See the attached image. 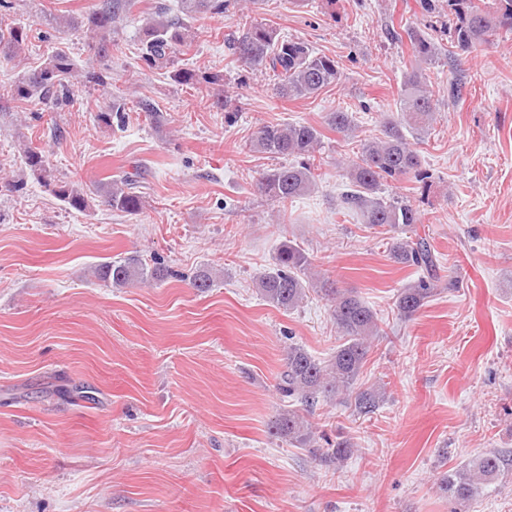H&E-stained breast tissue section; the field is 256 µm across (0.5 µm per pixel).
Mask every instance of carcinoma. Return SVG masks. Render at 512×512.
Returning <instances> with one entry per match:
<instances>
[{
    "mask_svg": "<svg viewBox=\"0 0 512 512\" xmlns=\"http://www.w3.org/2000/svg\"><path fill=\"white\" fill-rule=\"evenodd\" d=\"M181 2L179 15L170 14L168 7L161 3L145 18L140 32V60L147 67L173 63L177 51L191 42V26L184 18L223 14L235 7L238 0ZM138 3L139 0H103L87 16L88 27L95 34L98 56L112 54L119 26ZM500 30L512 32V0H448V27L444 28L452 48L448 53L420 28L407 27L401 33L393 28L389 30L395 40L407 36L414 62L402 77L398 117L385 120L382 137L360 141L358 151L348 160L344 177L349 180V190L342 194L341 206L359 213L367 227H380L391 233L389 259L393 263L420 270L417 280L403 286L395 300L397 313L404 319L412 318L431 301L441 277L434 248L427 238L416 233L415 225L422 223L419 209L408 196L387 194L385 190L391 183L408 177L428 186L429 174L422 169L420 155L408 138L410 134L418 140L424 138L437 112L426 67L436 64L444 54L452 62H459L462 55L489 42ZM28 39L27 28L9 24L0 17V53L11 59L19 58ZM224 43L237 60L272 76L275 95L284 101L313 97L342 78L335 59L315 52L303 40L281 36L277 28L267 23L256 22L239 28L225 35ZM80 77L88 83H102L100 76L91 71L79 74L67 52L58 49L38 69L22 75L11 96L20 100L34 98L56 107L70 100L73 81ZM169 77L180 85L216 80L206 73L178 67L169 71ZM327 123L345 138L351 137L355 130L352 115L343 110L329 113ZM321 144V132L308 123L284 122L259 127L253 148L279 163L262 173L256 183L257 191L284 206L310 193L316 186V152ZM20 150L32 175L51 186L53 194L72 209H87L93 196L99 198L101 205L127 215H138L145 207L144 197L133 191L132 182L125 178L111 179L92 190L75 183H54L38 148L22 143ZM311 268L308 254L298 245L285 242L277 252L273 270L257 278L258 294L271 306L290 312L307 298V284L313 281ZM95 275L109 286L125 287L161 282L169 270L159 261L147 267L135 258H127L98 265ZM317 291L331 303L339 344L331 359L323 362L299 344L288 346L279 373V390L283 396L300 403L303 410H285L271 425L276 436L298 448H310L315 443L314 426L305 413L318 404L319 398L344 395L351 399L354 411L360 416L374 413L384 399L381 387L355 390L372 344L381 337L376 313L350 289L327 288L321 284ZM504 469V455L491 451L448 470L439 488L456 504L451 512H465L467 503Z\"/></svg>",
    "mask_w": 512,
    "mask_h": 512,
    "instance_id": "cac0c4a2",
    "label": "carcinoma"
}]
</instances>
